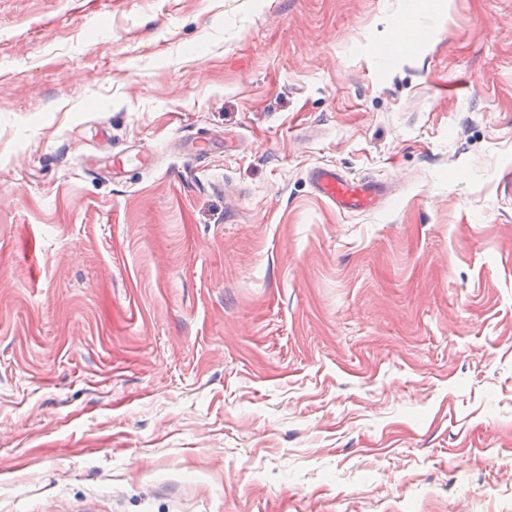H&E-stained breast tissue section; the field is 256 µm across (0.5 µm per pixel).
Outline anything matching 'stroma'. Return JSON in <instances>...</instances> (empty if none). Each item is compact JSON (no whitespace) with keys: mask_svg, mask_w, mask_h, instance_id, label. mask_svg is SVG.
Masks as SVG:
<instances>
[{"mask_svg":"<svg viewBox=\"0 0 512 512\" xmlns=\"http://www.w3.org/2000/svg\"><path fill=\"white\" fill-rule=\"evenodd\" d=\"M510 174L512 0H0V512H512ZM431 38V34L417 27L409 13L403 14L395 25L394 40L418 46ZM313 191L340 213H364L381 208L392 189L382 180H352L334 165L324 164L309 171Z\"/></svg>","mask_w":512,"mask_h":512,"instance_id":"obj_1","label":"stroma"}]
</instances>
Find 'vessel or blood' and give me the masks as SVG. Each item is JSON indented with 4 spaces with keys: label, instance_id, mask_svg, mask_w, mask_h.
I'll list each match as a JSON object with an SVG mask.
<instances>
[{
    "label": "vessel or blood",
    "instance_id": "b4317fda",
    "mask_svg": "<svg viewBox=\"0 0 512 512\" xmlns=\"http://www.w3.org/2000/svg\"><path fill=\"white\" fill-rule=\"evenodd\" d=\"M429 38V32L417 27L410 14H403L395 25V41L417 46ZM309 181L313 191L341 213L373 211L381 208L392 196V190L385 181L352 180L329 164L313 167Z\"/></svg>",
    "mask_w": 512,
    "mask_h": 512
}]
</instances>
